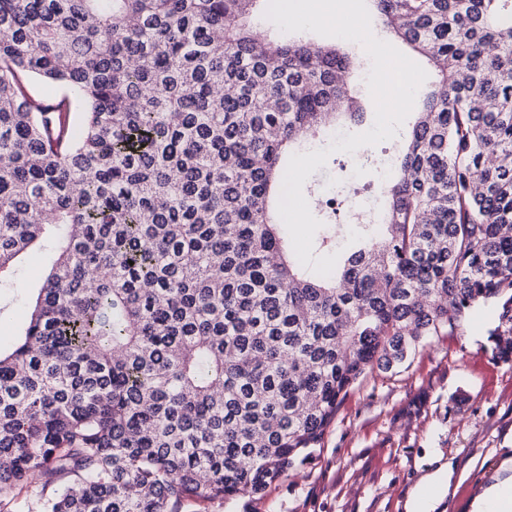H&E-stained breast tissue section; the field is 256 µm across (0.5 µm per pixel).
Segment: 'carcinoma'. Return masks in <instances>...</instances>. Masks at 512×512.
I'll list each match as a JSON object with an SVG mask.
<instances>
[{"mask_svg":"<svg viewBox=\"0 0 512 512\" xmlns=\"http://www.w3.org/2000/svg\"><path fill=\"white\" fill-rule=\"evenodd\" d=\"M268 0H0V286L51 263L0 349V508L183 512L257 496L351 389L499 305L512 362V0H370L438 80L340 271L297 259L289 144L360 122L334 44L258 38ZM479 99L490 109L474 106ZM42 481L35 477L30 483L18 488L15 491V500L17 503V512H40L41 501L38 493L41 490Z\"/></svg>","mask_w":512,"mask_h":512,"instance_id":"1","label":"carcinoma"}]
</instances>
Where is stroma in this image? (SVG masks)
I'll return each instance as SVG.
<instances>
[{"label": "stroma", "mask_w": 512, "mask_h": 512, "mask_svg": "<svg viewBox=\"0 0 512 512\" xmlns=\"http://www.w3.org/2000/svg\"><path fill=\"white\" fill-rule=\"evenodd\" d=\"M413 125L395 139L333 153L308 179L317 219L334 192L357 208L382 213L384 198L365 193L393 177L389 161ZM50 264L46 250L23 257L17 278L0 290V347L10 348L29 313V297ZM495 305L471 309L460 329L431 337L392 373L373 372L345 397L319 448L258 498L197 506L196 512H406L418 479L438 463L453 470L436 512H471L485 487L512 477V362L494 359L486 336Z\"/></svg>", "instance_id": "stroma-1"}]
</instances>
